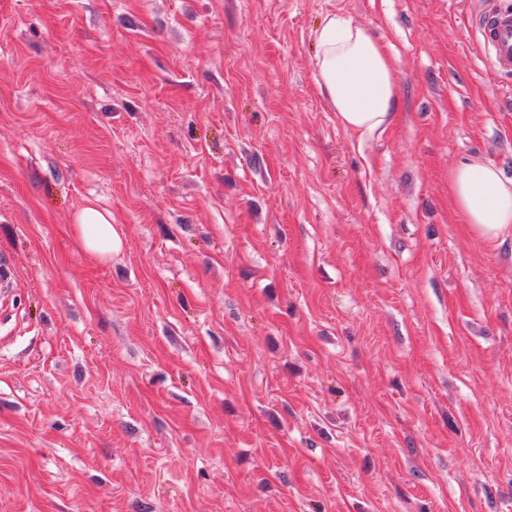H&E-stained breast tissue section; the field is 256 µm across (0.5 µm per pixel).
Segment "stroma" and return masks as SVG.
Wrapping results in <instances>:
<instances>
[{
  "instance_id": "1",
  "label": "stroma",
  "mask_w": 512,
  "mask_h": 512,
  "mask_svg": "<svg viewBox=\"0 0 512 512\" xmlns=\"http://www.w3.org/2000/svg\"><path fill=\"white\" fill-rule=\"evenodd\" d=\"M483 3L0 0V512H512V238L448 192L512 178ZM334 12L383 132L320 92ZM319 87L340 123L362 135L394 120L392 59L368 30L336 13L327 14L316 35ZM449 193L477 236L495 240L512 235V179L495 167L476 158L463 161L450 174ZM74 227L85 251L102 260L112 255L117 239L111 213L87 204L77 213Z\"/></svg>"
}]
</instances>
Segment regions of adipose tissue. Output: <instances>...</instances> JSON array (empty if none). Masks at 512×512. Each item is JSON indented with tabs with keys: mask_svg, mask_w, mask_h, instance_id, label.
I'll return each mask as SVG.
<instances>
[{
	"mask_svg": "<svg viewBox=\"0 0 512 512\" xmlns=\"http://www.w3.org/2000/svg\"><path fill=\"white\" fill-rule=\"evenodd\" d=\"M316 42L319 87L340 123L363 135L389 126L395 115V95L386 46L336 13L323 18ZM449 193L477 236L495 240L512 235V179L504 178L495 167L476 158L463 161L450 174ZM74 227L85 251L102 260L111 255L116 242L111 213L85 205Z\"/></svg>",
	"mask_w": 512,
	"mask_h": 512,
	"instance_id": "obj_1",
	"label": "adipose tissue"
}]
</instances>
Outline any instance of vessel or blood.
I'll list each match as a JSON object with an SVG mask.
<instances>
[{
    "mask_svg": "<svg viewBox=\"0 0 512 512\" xmlns=\"http://www.w3.org/2000/svg\"><path fill=\"white\" fill-rule=\"evenodd\" d=\"M473 24L479 46L494 69L512 75V0H487Z\"/></svg>",
    "mask_w": 512,
    "mask_h": 512,
    "instance_id": "vessel-or-blood-1",
    "label": "vessel or blood"
}]
</instances>
